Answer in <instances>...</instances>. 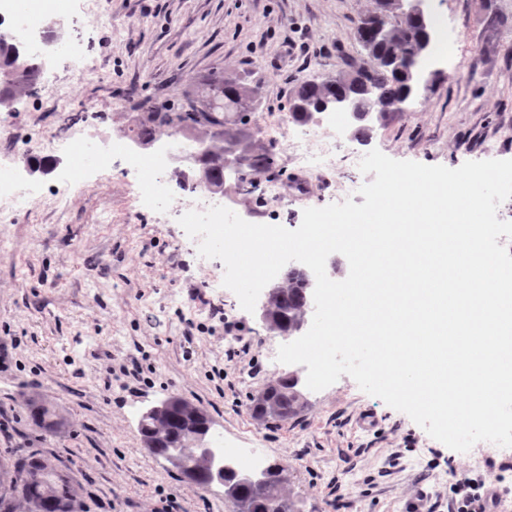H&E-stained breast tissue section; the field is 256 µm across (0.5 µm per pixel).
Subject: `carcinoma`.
Masks as SVG:
<instances>
[{
	"label": "carcinoma",
	"mask_w": 512,
	"mask_h": 512,
	"mask_svg": "<svg viewBox=\"0 0 512 512\" xmlns=\"http://www.w3.org/2000/svg\"><path fill=\"white\" fill-rule=\"evenodd\" d=\"M424 25L411 17L389 19L385 11L375 13L361 20L356 27L358 42L373 60L372 66L359 69L356 75L360 84L349 79L307 80L296 92L293 119L305 124L314 116V111L324 104H330L343 97L352 105L364 109H375V102L364 95V86L373 87L385 104H392L410 91V82L405 80L389 59L397 60L406 69L418 63L416 49ZM0 69L13 74H24L26 84L36 76L34 67L23 53V44L18 41L0 39ZM262 97L261 80L257 78L226 77L215 72L201 80L195 88L194 99H209L205 109L193 107L190 112L144 113L143 119L131 130L130 138L143 144L157 141V133L167 128L181 132L205 126L211 132L206 156L205 183L209 188L224 191V152L234 151L242 139L247 137L251 114ZM275 166V156L268 150L256 148L239 154L236 169L237 182L251 194L259 189L260 179ZM307 286L300 273L288 270L279 294L272 303V317L275 329L289 331L302 319L303 301ZM303 407L297 395V387L289 378L279 380L271 394L264 401L253 400V413L261 419L286 421L299 413ZM34 423L46 431L59 426V418L48 407L35 405L31 409ZM139 433L150 453L170 460L176 449L183 447L190 436L176 408H171L162 419L142 418ZM47 465V459L32 454L16 460L12 465H0V512H15L16 503L23 501L31 512H73L72 490L66 481L60 479L53 486L39 482L35 473ZM266 481L254 485L227 480L224 487L231 497L236 512H274L279 505L284 512H298L294 501L284 494L287 478L282 467L273 463L263 470Z\"/></svg>",
	"instance_id": "obj_1"
}]
</instances>
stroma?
<instances>
[{
	"label": "stroma",
	"instance_id": "1",
	"mask_svg": "<svg viewBox=\"0 0 512 512\" xmlns=\"http://www.w3.org/2000/svg\"><path fill=\"white\" fill-rule=\"evenodd\" d=\"M375 8L376 0H75L65 53L0 107V166L16 167L32 188L25 209L0 213V461L41 449L85 512H154L166 496L182 512H233L222 484L190 485L143 447L141 415L171 396L207 412V443L220 436L284 467L300 512H409L421 493L448 512L449 468L478 475L487 461L512 459V448L489 442L449 449L347 375L304 390L297 417L257 420L253 398L294 368L271 357L281 336L223 287V263L201 257L170 209L149 198L151 149L115 155L76 183L62 170L77 151L40 149L65 134L93 145L128 135L153 104L185 111L214 72L259 76L253 122L277 120L303 81L370 65L355 26ZM428 17L443 77L407 111L375 119L366 140L346 136L351 157L317 171L253 133L255 146L275 154L270 179L281 195H249L235 213L293 230L305 208L362 204L358 190L373 177L358 164L375 148L449 168L512 159V0H429ZM55 162L60 171L45 173ZM213 304L238 330L211 319ZM132 361L139 378L118 374ZM34 403L53 408L62 426L41 431Z\"/></svg>",
	"mask_w": 512,
	"mask_h": 512
}]
</instances>
